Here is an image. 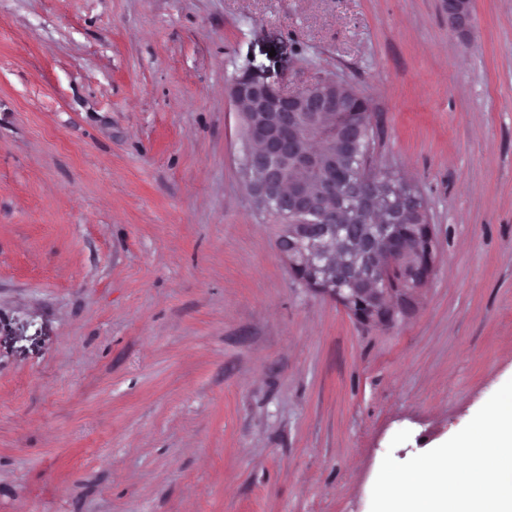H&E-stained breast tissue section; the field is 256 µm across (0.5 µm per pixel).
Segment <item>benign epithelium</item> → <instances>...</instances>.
<instances>
[{
  "mask_svg": "<svg viewBox=\"0 0 512 512\" xmlns=\"http://www.w3.org/2000/svg\"><path fill=\"white\" fill-rule=\"evenodd\" d=\"M448 27L464 33L468 26L467 0H447ZM315 84L324 87L315 91L308 84L288 91L275 84L262 82L244 72L230 84V97L236 108L247 106L252 112L249 137L258 144L247 162L259 180L253 192L266 201H273L285 212L313 215L318 221L298 225V232L286 240L276 241V251L305 287L332 296L356 319L366 323L391 320L396 309L394 289L386 287L387 275L402 271L425 284L434 268L435 245L432 227L415 224L413 231L401 236L390 224H367L361 235L352 225L342 224L336 205V174L321 180L319 194L312 196L295 186L283 190L276 161L302 156L301 145L311 132L310 116L315 112H332L346 116L343 141L352 145L360 133L357 113L365 106L350 105L336 98L327 88L336 84L322 77ZM361 199L369 209L378 201V186L372 174L359 179ZM345 231L357 246L359 270L326 258L325 240Z\"/></svg>",
  "mask_w": 512,
  "mask_h": 512,
  "instance_id": "7a95c632",
  "label": "benign epithelium"
}]
</instances>
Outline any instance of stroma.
<instances>
[{"instance_id":"stroma-1","label":"stroma","mask_w":512,"mask_h":512,"mask_svg":"<svg viewBox=\"0 0 512 512\" xmlns=\"http://www.w3.org/2000/svg\"><path fill=\"white\" fill-rule=\"evenodd\" d=\"M245 71L370 101L435 237L391 321L277 254ZM510 379L512 0H0V512H370ZM448 26L450 29L464 33L468 26V2L465 0H448Z\"/></svg>"}]
</instances>
